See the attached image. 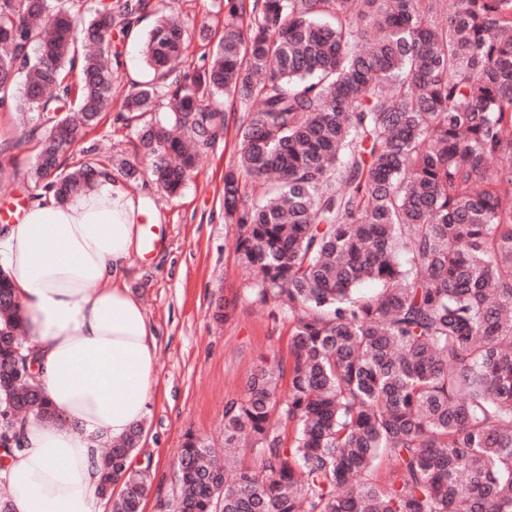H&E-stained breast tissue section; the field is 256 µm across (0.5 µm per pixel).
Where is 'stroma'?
Masks as SVG:
<instances>
[{
    "label": "stroma",
    "instance_id": "1",
    "mask_svg": "<svg viewBox=\"0 0 512 512\" xmlns=\"http://www.w3.org/2000/svg\"><path fill=\"white\" fill-rule=\"evenodd\" d=\"M233 2L148 0L127 40L120 34V23H113L112 51L120 66L112 102L95 127L79 134L64 168L87 161L85 149L91 145L100 160L115 156L139 163L135 137L116 117L130 87L148 78L141 40L159 6H167L185 25L188 49L182 67L190 70L220 39ZM34 146V141H21L0 153V206L23 209L42 197L43 186L29 174ZM236 154V134L231 131L200 157L175 198L162 195L147 178L128 185L147 197L149 209L160 213L162 221L155 230L165 241L159 250L133 255L125 273L157 340L155 396L130 457L132 469L151 476L143 512H156L158 501L175 493L174 469L184 434L191 431L223 447L225 402L242 396L250 375L273 353L288 351L289 323L248 295L249 275L234 253V227L224 221V172ZM227 300L235 304L233 316L216 325L212 313Z\"/></svg>",
    "mask_w": 512,
    "mask_h": 512
}]
</instances>
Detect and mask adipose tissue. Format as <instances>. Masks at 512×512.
I'll list each match as a JSON object with an SVG mask.
<instances>
[{
    "label": "adipose tissue",
    "mask_w": 512,
    "mask_h": 512,
    "mask_svg": "<svg viewBox=\"0 0 512 512\" xmlns=\"http://www.w3.org/2000/svg\"><path fill=\"white\" fill-rule=\"evenodd\" d=\"M142 195L102 178L47 196L0 232L4 266L34 337V372L58 419H28L0 463L12 512H97L99 448L149 411L156 340L123 278L142 247Z\"/></svg>",
    "instance_id": "obj_1"
}]
</instances>
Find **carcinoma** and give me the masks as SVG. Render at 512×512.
<instances>
[{
    "label": "carcinoma",
    "instance_id": "obj_1",
    "mask_svg": "<svg viewBox=\"0 0 512 512\" xmlns=\"http://www.w3.org/2000/svg\"><path fill=\"white\" fill-rule=\"evenodd\" d=\"M146 7L121 0L124 28ZM230 15L184 84L183 30L160 17L153 78L119 119L176 196L228 130L224 101L243 107L225 221L249 294L288 318V354L224 405V453L185 436L165 510L512 512V0H239ZM111 28L81 0H0V108L42 131L33 177L59 202L112 177L62 169L112 98ZM24 326L0 268L8 455L23 422L56 419ZM141 435L101 454L112 512L150 492L128 467Z\"/></svg>",
    "mask_w": 512,
    "mask_h": 512
}]
</instances>
